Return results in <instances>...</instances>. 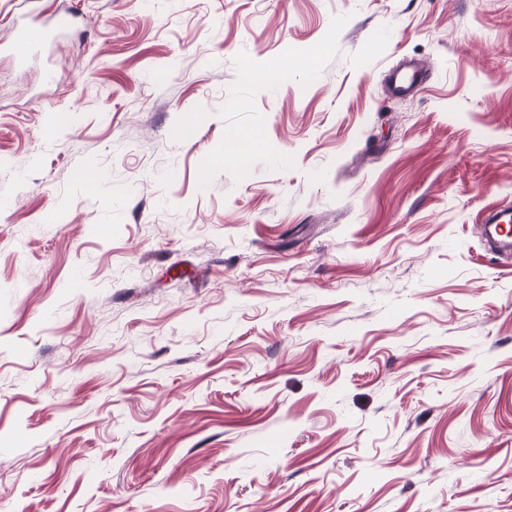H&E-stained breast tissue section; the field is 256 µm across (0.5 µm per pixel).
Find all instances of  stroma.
<instances>
[{
    "label": "stroma",
    "mask_w": 512,
    "mask_h": 512,
    "mask_svg": "<svg viewBox=\"0 0 512 512\" xmlns=\"http://www.w3.org/2000/svg\"><path fill=\"white\" fill-rule=\"evenodd\" d=\"M504 197L512 0H0V512H512ZM50 38L48 30L40 27L23 25L18 31L17 40L10 45V51L20 62L27 60L30 49H40ZM416 71H412V75L410 76V71H398L392 73L390 77V86L389 91L392 97H404L411 95L415 92L417 84L414 79V74ZM260 141V134L254 129L238 131L235 136L225 141L223 159H234L242 153L254 154L260 147ZM482 224L487 242L498 250L512 249V204L501 203L491 207Z\"/></svg>",
    "instance_id": "1"
}]
</instances>
